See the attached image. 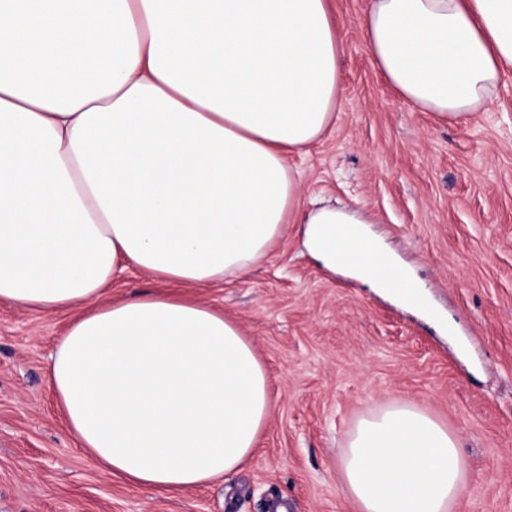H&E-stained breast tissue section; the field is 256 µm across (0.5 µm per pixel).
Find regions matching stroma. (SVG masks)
<instances>
[{"label":"stroma","instance_id":"obj_1","mask_svg":"<svg viewBox=\"0 0 512 512\" xmlns=\"http://www.w3.org/2000/svg\"><path fill=\"white\" fill-rule=\"evenodd\" d=\"M367 0H331L344 41L331 130L291 157L302 201L359 211L417 280L408 308L331 270L286 225L247 276L186 295L234 319L273 408L236 474L161 494L102 472L66 431L47 377L71 316L0 303V512H351L338 463L362 417L404 398L467 462L458 512H512V73L466 123L416 110L375 68Z\"/></svg>","mask_w":512,"mask_h":512}]
</instances>
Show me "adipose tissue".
<instances>
[{"label": "adipose tissue", "mask_w": 512, "mask_h": 512, "mask_svg": "<svg viewBox=\"0 0 512 512\" xmlns=\"http://www.w3.org/2000/svg\"><path fill=\"white\" fill-rule=\"evenodd\" d=\"M360 26L387 83L443 122L488 111L512 71V0H368ZM342 53L328 0H0V301L73 312L49 385L104 473L186 491L255 453L265 366L177 290L248 274L285 225L420 304L363 219L301 208L288 158L331 126ZM131 269L168 291L102 302ZM339 472L352 512H457L468 480L405 400L357 422Z\"/></svg>", "instance_id": "ef3b65f1"}]
</instances>
